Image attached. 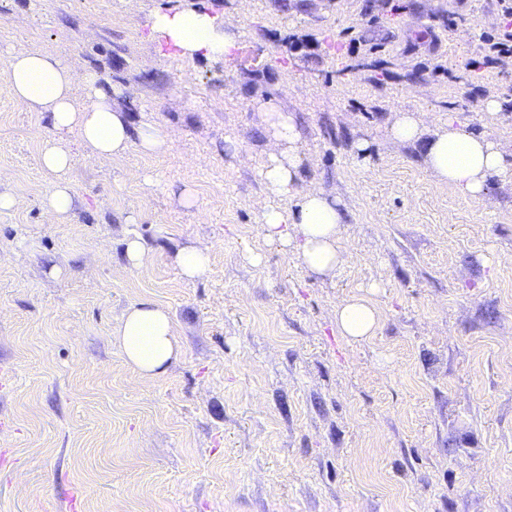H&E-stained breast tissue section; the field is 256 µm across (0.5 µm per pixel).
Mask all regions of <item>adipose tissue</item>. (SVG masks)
<instances>
[{"mask_svg": "<svg viewBox=\"0 0 512 512\" xmlns=\"http://www.w3.org/2000/svg\"><path fill=\"white\" fill-rule=\"evenodd\" d=\"M153 39L175 49L188 60L222 59L234 56L238 37L230 24L205 6L195 4L176 12L156 10L148 19ZM6 80L15 102L28 110L45 113L53 131L43 141L41 167L57 174L48 194V209L55 219L66 217L74 197L61 173L72 164L62 139L76 134L81 146L101 158L123 155L130 146L145 153L161 151L166 140L158 128H131L116 103L115 89L100 84L95 74L77 79L71 68L47 51H18L11 55ZM414 114L405 112L390 128V136L401 143L426 140L427 170L439 182L462 195L477 199L489 178L512 180V161L488 133H471L455 119L440 124L431 138ZM266 134L272 145L261 176L271 194L259 206V222L265 235L284 250L296 252L304 266L320 276H332L347 261L339 243L343 214L336 198L321 190L300 195L294 203L281 204L298 175V157L293 148L297 131L292 115L270 109ZM340 336L358 341L375 335L378 313L363 297H351L336 310ZM112 334L124 359L143 377H156L180 354L169 311L154 302L130 305Z\"/></svg>", "mask_w": 512, "mask_h": 512, "instance_id": "adipose-tissue-1", "label": "adipose tissue"}]
</instances>
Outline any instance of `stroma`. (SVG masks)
Listing matches in <instances>:
<instances>
[{
    "label": "stroma",
    "instance_id": "stroma-1",
    "mask_svg": "<svg viewBox=\"0 0 512 512\" xmlns=\"http://www.w3.org/2000/svg\"><path fill=\"white\" fill-rule=\"evenodd\" d=\"M190 2L0 0V512H512V182L464 197L389 136L403 112L429 133L454 117L512 160V58L467 69L499 0H205L239 47L191 67L147 27ZM20 50L96 74L167 140L101 159L68 136L59 222L52 131L5 78ZM267 100L295 118L293 194L341 203L335 275L258 222ZM189 242L210 250L196 280L172 260ZM354 295L380 313L360 344L336 333ZM139 301L182 348L158 378L112 335ZM74 197L71 186L64 180L54 182L48 194V210L53 218L60 220L72 210Z\"/></svg>",
    "mask_w": 512,
    "mask_h": 512
}]
</instances>
